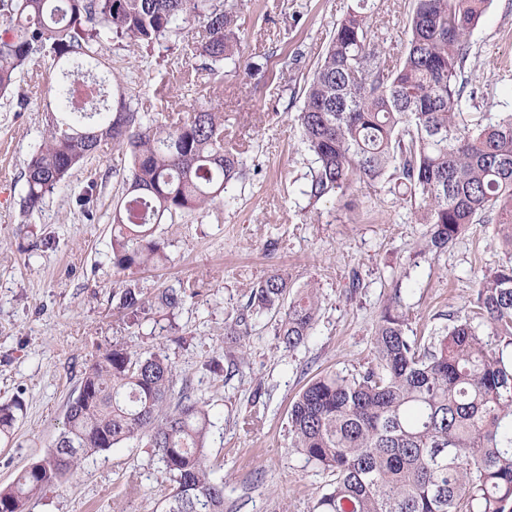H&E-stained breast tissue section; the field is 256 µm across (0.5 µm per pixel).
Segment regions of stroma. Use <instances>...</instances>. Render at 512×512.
Segmentation results:
<instances>
[{
	"mask_svg": "<svg viewBox=\"0 0 512 512\" xmlns=\"http://www.w3.org/2000/svg\"><path fill=\"white\" fill-rule=\"evenodd\" d=\"M356 0H240L239 66L220 79L186 56L199 24L181 42L141 51L118 43L106 65L122 90L140 91L152 111L177 115L213 106L224 115L226 140L243 149L249 177L206 210L164 217L154 236L164 264L123 274L112 268V215L131 158L111 147L75 167L39 207L25 204L22 173L46 129L44 89L21 87L0 98V403L25 410L8 444L0 445V489L49 453L78 392L84 368L112 345L163 350L178 379L190 380L213 416L207 466L224 484V512H312L325 476L290 446L288 409L324 373L343 375L370 358L371 332L382 307L400 298L417 335L466 317L481 275L512 263L494 225L471 226L447 250L420 252L426 231L406 203L386 190L354 187L309 205L300 188L311 167L294 120L307 78L336 24ZM411 0H372L370 23L400 45ZM303 52L293 64L295 52ZM472 77L482 86L481 111L512 107V0H492L470 39ZM92 193L90 208L78 200ZM292 288L314 284L320 310L310 339L294 352L278 347L273 321L257 319L246 338L240 372L225 379L224 319L242 293L274 270ZM356 294H349L352 277ZM194 282L201 292L174 321L132 323L115 292L134 284L147 297ZM265 402L261 426L243 428L255 388ZM136 472L139 494L125 490ZM169 475L152 449L129 441L97 452L59 486L29 503V512H161Z\"/></svg>",
	"mask_w": 512,
	"mask_h": 512,
	"instance_id": "35a3bbf8",
	"label": "stroma"
}]
</instances>
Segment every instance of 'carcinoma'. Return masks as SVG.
Wrapping results in <instances>:
<instances>
[{"label": "carcinoma", "mask_w": 512, "mask_h": 512, "mask_svg": "<svg viewBox=\"0 0 512 512\" xmlns=\"http://www.w3.org/2000/svg\"><path fill=\"white\" fill-rule=\"evenodd\" d=\"M369 0L336 24L296 113L315 167L300 193L309 201L354 185L388 186L427 225L421 252L437 255L473 224H494L512 250V112L474 117L466 75L468 41L491 0H412L404 49L371 30ZM0 95L41 69L61 79L44 93L48 133L23 178L35 208L71 170L110 145L132 166L112 217V266L121 273L167 259L152 226L166 215L205 210L246 179L241 153L224 142V116L194 108L171 122L120 96L103 109V49L151 50L178 42L189 23L205 37L192 55L216 75L240 62L237 5L224 0H0ZM195 283L166 288L158 308L175 316ZM224 323L226 372L245 360L246 336L262 315H279L278 346L293 352L313 335L318 289L291 291L275 270L250 286ZM133 321L151 304L140 289L114 295ZM472 317L425 339L409 335L399 301L372 331L373 358L354 374L309 382L288 410L291 447L328 480L314 512H512V264L486 272ZM23 411L0 405V441ZM213 421L188 381L176 385L169 357L113 345L82 373L65 428L41 464L0 489V512H28L82 458L127 441L145 443L173 481L162 512H224V483L210 478Z\"/></svg>", "instance_id": "cac0c4a2"}]
</instances>
